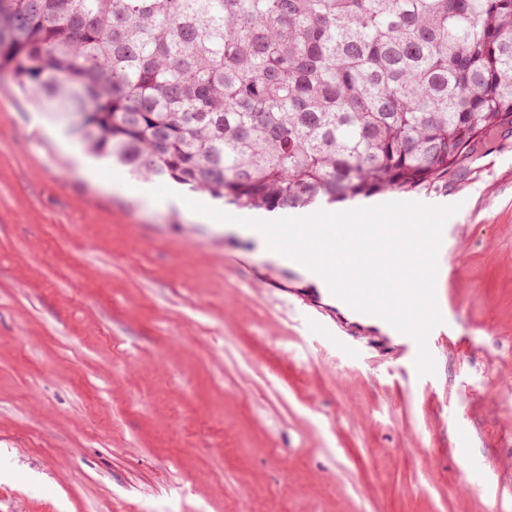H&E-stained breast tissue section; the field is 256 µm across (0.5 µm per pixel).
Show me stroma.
Returning a JSON list of instances; mask_svg holds the SVG:
<instances>
[{"label": "stroma", "mask_w": 512, "mask_h": 512, "mask_svg": "<svg viewBox=\"0 0 512 512\" xmlns=\"http://www.w3.org/2000/svg\"><path fill=\"white\" fill-rule=\"evenodd\" d=\"M35 98L0 74V512H512L511 130L396 195L459 207L422 376Z\"/></svg>", "instance_id": "1"}]
</instances>
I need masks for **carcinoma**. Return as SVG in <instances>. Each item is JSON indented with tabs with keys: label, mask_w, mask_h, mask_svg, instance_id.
I'll use <instances>...</instances> for the list:
<instances>
[{
	"label": "carcinoma",
	"mask_w": 512,
	"mask_h": 512,
	"mask_svg": "<svg viewBox=\"0 0 512 512\" xmlns=\"http://www.w3.org/2000/svg\"><path fill=\"white\" fill-rule=\"evenodd\" d=\"M241 207L407 192L512 128V0H0V73Z\"/></svg>",
	"instance_id": "obj_1"
}]
</instances>
